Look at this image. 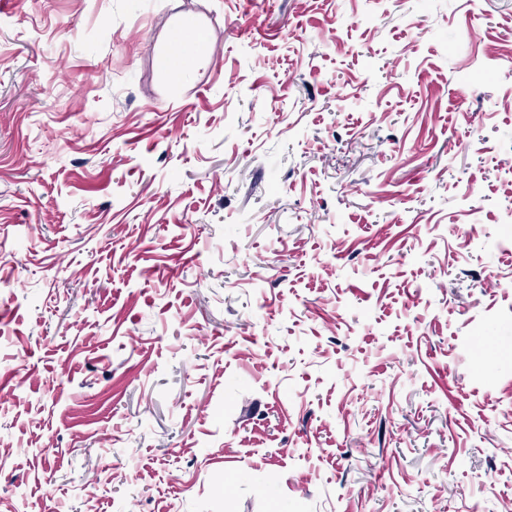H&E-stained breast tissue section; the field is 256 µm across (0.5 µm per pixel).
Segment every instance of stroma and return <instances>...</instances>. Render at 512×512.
Wrapping results in <instances>:
<instances>
[{"instance_id": "1", "label": "stroma", "mask_w": 512, "mask_h": 512, "mask_svg": "<svg viewBox=\"0 0 512 512\" xmlns=\"http://www.w3.org/2000/svg\"><path fill=\"white\" fill-rule=\"evenodd\" d=\"M511 210L512 0H11L0 512H512Z\"/></svg>"}]
</instances>
